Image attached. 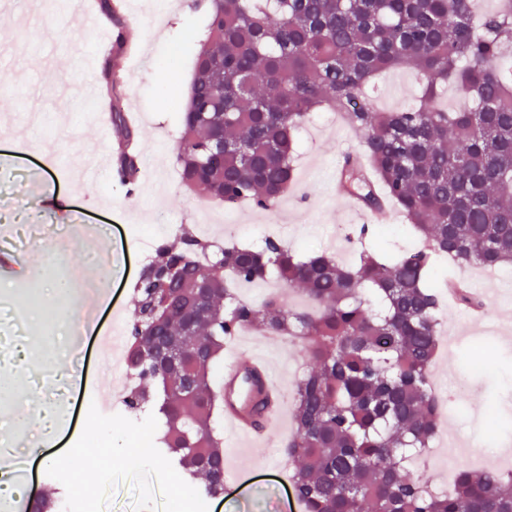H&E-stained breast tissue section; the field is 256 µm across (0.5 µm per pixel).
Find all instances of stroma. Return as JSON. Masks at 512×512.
I'll return each mask as SVG.
<instances>
[{
    "label": "stroma",
    "mask_w": 512,
    "mask_h": 512,
    "mask_svg": "<svg viewBox=\"0 0 512 512\" xmlns=\"http://www.w3.org/2000/svg\"><path fill=\"white\" fill-rule=\"evenodd\" d=\"M138 15L131 21L149 49L145 63L124 64L120 92L139 130L140 178L134 189L121 186L112 162L113 130L99 121L72 112L70 102L87 85L101 84L104 57L98 56L99 30L94 18L71 9L67 19L72 40L50 38L54 20L43 12L41 0H0V250L23 258L25 273L0 267V364L18 382L17 396L57 399V386L68 375L79 380L70 401L59 403L65 422L52 441L41 430L22 434L11 403L0 404V448L20 455L42 448L53 456L49 466H31L25 474L34 494H50L54 512H63L71 495L90 494L97 512H177L185 491H198L164 452L131 466L122 455L129 437L145 431L160 434L152 406L133 410L116 405L101 418L76 404L112 390L114 379L100 362L99 351L114 308H121L122 328H129L137 306L134 283L143 267L141 252L154 250L174 236L166 219L197 228L211 220L210 237L217 243H257L280 239L301 253L333 247L336 258L352 263L361 247L342 201L328 190L330 174L344 152L362 149L359 135L333 113L315 112L318 127L300 135L296 162L298 189L284 197L277 210L261 212L241 204L224 220L222 202L186 189L176 177L181 122L176 102L186 94L198 48L207 37L208 14L195 0H136ZM416 80L411 70L386 75L377 104L385 110L408 107ZM59 197L61 209L44 212L45 197ZM46 224L63 226L65 240L43 232ZM103 245L112 256V283L97 321L88 331L83 364L70 361L73 345L67 326L44 314L49 289L60 273L78 272L77 294L94 289L99 264L86 261L87 249ZM483 298L495 321L474 324L451 300L440 311L459 340L440 345L432 374L445 392L455 394L461 420L440 417V432L453 431L469 443L491 441L494 451L512 457V298L498 291L495 280L479 279ZM241 350L268 355L282 398L283 418L265 444L248 448L230 435L223 414L215 428L224 438L226 466L248 471L247 482L228 483L211 501V512H290L286 495L275 482L287 471L282 444L293 429L294 391L308 364L299 344L281 336L241 331ZM119 461L106 481L86 484L83 475L99 474L107 452ZM487 454V462L496 456ZM86 454L83 473L68 466Z\"/></svg>",
    "instance_id": "1"
}]
</instances>
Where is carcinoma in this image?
Listing matches in <instances>:
<instances>
[{"mask_svg": "<svg viewBox=\"0 0 512 512\" xmlns=\"http://www.w3.org/2000/svg\"><path fill=\"white\" fill-rule=\"evenodd\" d=\"M474 22V0H224L209 25L186 98L177 160L187 188L226 207L267 211L288 195L300 129L311 113L343 114L361 137L372 175L423 245L390 261L362 251L351 265L325 250L300 255L270 238L222 248L184 227L161 241L134 285L138 312L124 404L161 388L164 444L211 496L224 488V442L215 431L211 367L224 337L243 327L302 340L309 370L284 452L304 512H512V471L457 469L450 492L429 489L416 460L438 432L432 388L438 310L458 267L512 266V0ZM412 69L414 106L380 112L366 88L384 71ZM112 126L124 139L117 175L134 186L137 130L106 70ZM452 85L457 104L439 106ZM369 208L371 186L344 159ZM208 256L200 263L197 257ZM244 284L299 288L311 307L274 292L240 301Z\"/></svg>", "mask_w": 512, "mask_h": 512, "instance_id": "1", "label": "carcinoma"}]
</instances>
